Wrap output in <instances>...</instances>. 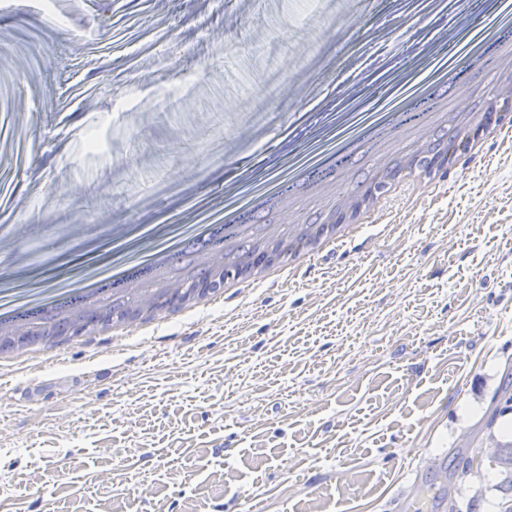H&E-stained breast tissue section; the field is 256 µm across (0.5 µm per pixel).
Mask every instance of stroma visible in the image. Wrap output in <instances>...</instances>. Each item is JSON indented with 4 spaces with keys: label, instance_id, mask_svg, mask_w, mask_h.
<instances>
[{
    "label": "stroma",
    "instance_id": "obj_1",
    "mask_svg": "<svg viewBox=\"0 0 512 512\" xmlns=\"http://www.w3.org/2000/svg\"><path fill=\"white\" fill-rule=\"evenodd\" d=\"M80 0L54 22L0 0V248L16 317L78 277L101 287L114 247L216 250L238 219L285 203L288 169L330 185L338 129L386 111L377 136L419 122L481 72L428 75L512 41L497 0ZM180 73L178 120L151 98ZM246 147L224 159V130ZM512 131L440 187L413 181L375 223L292 277L113 344L0 368V512H501L512 483L491 463L512 438ZM481 460L456 471L458 457Z\"/></svg>",
    "mask_w": 512,
    "mask_h": 512
}]
</instances>
